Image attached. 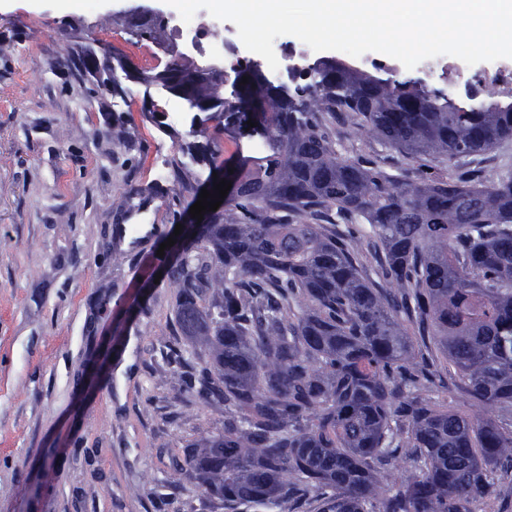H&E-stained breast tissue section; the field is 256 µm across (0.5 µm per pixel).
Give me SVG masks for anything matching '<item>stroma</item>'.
I'll return each instance as SVG.
<instances>
[{"mask_svg": "<svg viewBox=\"0 0 512 512\" xmlns=\"http://www.w3.org/2000/svg\"><path fill=\"white\" fill-rule=\"evenodd\" d=\"M60 4L0 11V512H201L169 468L224 415L191 406L165 357L174 293L156 253L208 175V133L157 87L126 79L104 96L64 62L97 40L137 68L163 67V49L127 20L157 11L174 42L179 13L166 0ZM330 132L343 157L408 165L376 138ZM175 158L187 174L158 179ZM120 224L155 233L118 265Z\"/></svg>", "mask_w": 512, "mask_h": 512, "instance_id": "stroma-1", "label": "stroma"}]
</instances>
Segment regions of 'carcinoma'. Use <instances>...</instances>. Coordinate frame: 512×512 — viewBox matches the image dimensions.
<instances>
[{
	"label": "carcinoma",
	"mask_w": 512,
	"mask_h": 512,
	"mask_svg": "<svg viewBox=\"0 0 512 512\" xmlns=\"http://www.w3.org/2000/svg\"><path fill=\"white\" fill-rule=\"evenodd\" d=\"M168 48L137 70L105 45L69 63L104 93L156 85L224 136L262 150L225 178L224 207L188 226L166 265L194 403L224 425L188 443L169 481L216 512H472L512 479V165L469 166L512 143V100L467 101L322 59L293 91L260 69L224 96V71L169 47L166 21H130ZM257 123L252 127L247 121ZM333 121L434 172L396 175L341 155ZM438 340L451 385L483 412L438 404L420 345Z\"/></svg>",
	"instance_id": "cac0c4a2"
}]
</instances>
